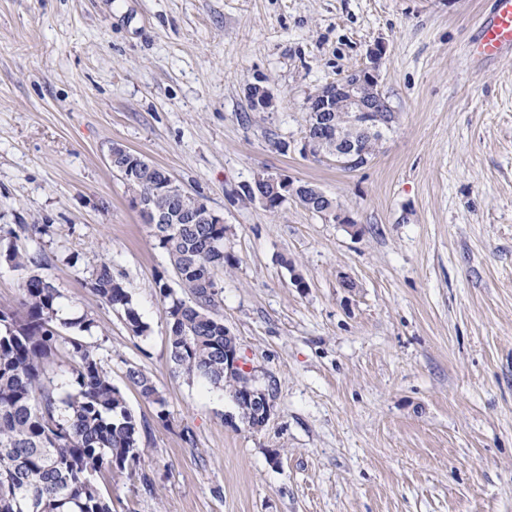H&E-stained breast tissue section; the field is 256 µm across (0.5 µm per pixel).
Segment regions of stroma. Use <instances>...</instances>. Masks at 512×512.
<instances>
[{"instance_id": "obj_1", "label": "stroma", "mask_w": 512, "mask_h": 512, "mask_svg": "<svg viewBox=\"0 0 512 512\" xmlns=\"http://www.w3.org/2000/svg\"><path fill=\"white\" fill-rule=\"evenodd\" d=\"M488 0H0V249L39 274L149 428L113 512H512V54L471 61ZM384 44L396 121L354 171L304 148L319 86ZM265 79L272 112L244 88ZM121 145L223 216L218 313L268 423L176 371L177 280L108 164ZM316 184L358 230L256 174ZM35 224V235L20 225ZM112 263L147 331L90 288ZM141 368L159 420L126 377ZM126 377L139 388L141 396L156 405L157 417L160 420H166L167 402L165 398L160 394L153 380L141 369L131 366L126 370Z\"/></svg>"}]
</instances>
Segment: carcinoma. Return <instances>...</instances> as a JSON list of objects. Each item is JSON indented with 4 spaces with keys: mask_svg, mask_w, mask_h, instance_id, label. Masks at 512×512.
I'll return each instance as SVG.
<instances>
[{
    "mask_svg": "<svg viewBox=\"0 0 512 512\" xmlns=\"http://www.w3.org/2000/svg\"><path fill=\"white\" fill-rule=\"evenodd\" d=\"M140 165L130 153L112 164L127 190L151 201L152 211L168 220L153 224V236L169 258L182 299L164 279L158 280L169 325L170 360L188 377L200 378L236 398L243 376L224 367V321L215 307L219 295L213 271L230 263L224 253V225L208 223V213L196 211L197 223L186 224L181 202L165 193L168 173L155 164L128 175ZM0 258L16 267H36L39 258L12 247ZM96 294L123 311L135 336L147 325L133 306L122 280L103 261L92 278ZM20 307L0 303V512H112V498L100 483L112 471H135L141 454L143 427L112 383L93 348L68 328L90 330L79 317L57 321L60 297L55 286L38 274L22 285ZM73 362L70 391L48 374L58 351ZM126 377L141 396L156 405L157 417H167L165 398L153 380L131 366Z\"/></svg>",
    "mask_w": 512,
    "mask_h": 512,
    "instance_id": "obj_1",
    "label": "carcinoma"
}]
</instances>
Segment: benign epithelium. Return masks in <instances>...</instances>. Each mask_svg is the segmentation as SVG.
I'll return each mask as SVG.
<instances>
[{"instance_id": "1", "label": "benign epithelium", "mask_w": 512, "mask_h": 512, "mask_svg": "<svg viewBox=\"0 0 512 512\" xmlns=\"http://www.w3.org/2000/svg\"><path fill=\"white\" fill-rule=\"evenodd\" d=\"M384 55V45L376 44L368 53V62L360 69L322 86L309 98L310 111L316 113V119L321 121L322 131L336 140L338 148L329 156L338 167L360 165L364 158L355 150L348 130L358 129L371 137L392 125L394 114L380 86V64ZM245 94L256 112H270L275 106L274 94L264 80L248 84ZM254 181L262 182L264 187L262 191L252 193L253 201L265 209L281 205L290 198L299 201L310 211L314 205L323 202L327 207L319 215L338 224L354 223L347 211L312 183L296 182L286 175L269 173L255 177ZM236 403L247 417L257 418L259 424L256 428L264 427L269 421L273 400L250 382H245Z\"/></svg>"}]
</instances>
